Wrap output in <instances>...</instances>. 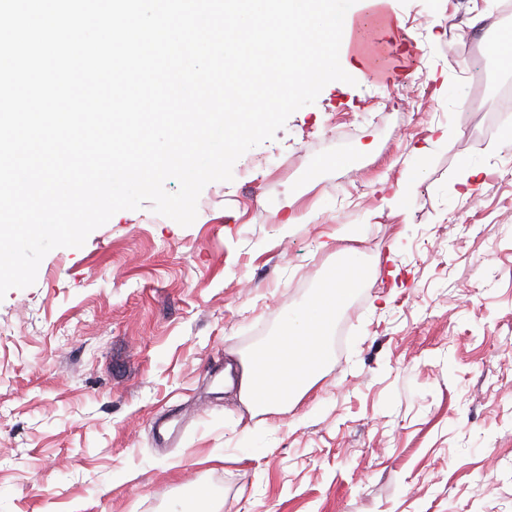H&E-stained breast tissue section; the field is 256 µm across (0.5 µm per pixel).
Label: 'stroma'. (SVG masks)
Returning a JSON list of instances; mask_svg holds the SVG:
<instances>
[{"label":"stroma","instance_id":"obj_1","mask_svg":"<svg viewBox=\"0 0 512 512\" xmlns=\"http://www.w3.org/2000/svg\"><path fill=\"white\" fill-rule=\"evenodd\" d=\"M496 0H388L192 225L116 213L0 300V512H512V135L470 60ZM424 169L413 173L414 148ZM481 171L475 196L462 177ZM407 191L390 200L397 185ZM349 249L373 272L298 405L221 378Z\"/></svg>","mask_w":512,"mask_h":512}]
</instances>
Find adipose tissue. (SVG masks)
<instances>
[{"instance_id":"adipose-tissue-1","label":"adipose tissue","mask_w":512,"mask_h":512,"mask_svg":"<svg viewBox=\"0 0 512 512\" xmlns=\"http://www.w3.org/2000/svg\"><path fill=\"white\" fill-rule=\"evenodd\" d=\"M363 269L359 254L347 252L339 275L329 277L326 287L312 302L286 316L282 336L267 345L261 354L269 372L280 380V387L262 395L254 394L253 362L242 360L238 398L250 415L295 406L313 388L328 358L325 338L335 327L337 310L363 286Z\"/></svg>"}]
</instances>
